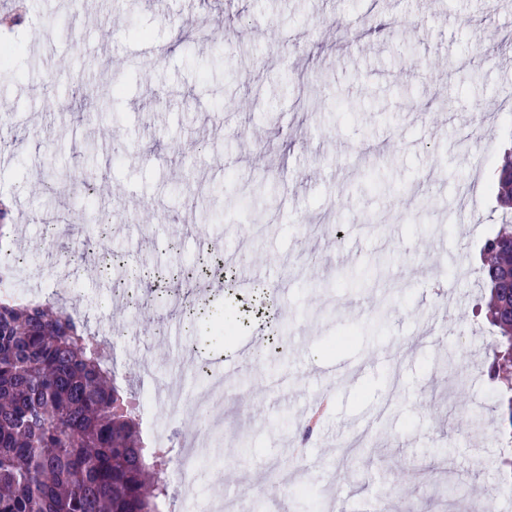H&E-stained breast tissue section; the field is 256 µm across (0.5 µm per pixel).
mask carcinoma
Here are the masks:
<instances>
[{
  "mask_svg": "<svg viewBox=\"0 0 512 512\" xmlns=\"http://www.w3.org/2000/svg\"><path fill=\"white\" fill-rule=\"evenodd\" d=\"M54 194H89L80 179L43 181ZM512 209V153L498 170ZM487 309L498 330L494 375L512 366V224L483 246ZM86 326L55 303L0 297V512H162L168 460L147 449L140 424L92 352ZM512 439V396L499 402Z\"/></svg>",
  "mask_w": 512,
  "mask_h": 512,
  "instance_id": "cac0c4a2",
  "label": "carcinoma"
}]
</instances>
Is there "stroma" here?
Here are the masks:
<instances>
[{
	"instance_id": "1",
	"label": "stroma",
	"mask_w": 512,
	"mask_h": 512,
	"mask_svg": "<svg viewBox=\"0 0 512 512\" xmlns=\"http://www.w3.org/2000/svg\"><path fill=\"white\" fill-rule=\"evenodd\" d=\"M20 4L37 28L16 33L27 48L18 79H0V101L18 106L0 112L14 155L0 168L10 242L29 250L31 286L69 277L64 307L111 337L119 361L146 357L165 380L187 342L223 360L224 437L191 512L217 484L239 512H302L294 493L307 484L322 512H444L457 496L512 512L497 474V330L478 277L484 241L506 219L494 183L512 112L481 115L494 93L512 94V67L495 63L512 60L501 35L512 13L493 0H226L219 56L190 38L214 21L205 0H141L132 16L127 0H0V17ZM381 15L392 32L372 35ZM247 16L270 19L291 45L263 40ZM144 40L158 58L133 53ZM117 61L123 94L109 112L71 104L67 75L91 91ZM228 66L243 81L226 84ZM60 170L95 179L91 209L41 193ZM48 213L91 234V218L111 214L113 251L167 292L130 314L97 255L77 267L50 245ZM246 221L243 238L234 227ZM201 233L226 266L250 254L249 284L201 293L169 281ZM174 294L200 302L192 324ZM219 315L232 339L211 335ZM331 336L346 343L328 354ZM331 364L343 374H321Z\"/></svg>"
}]
</instances>
